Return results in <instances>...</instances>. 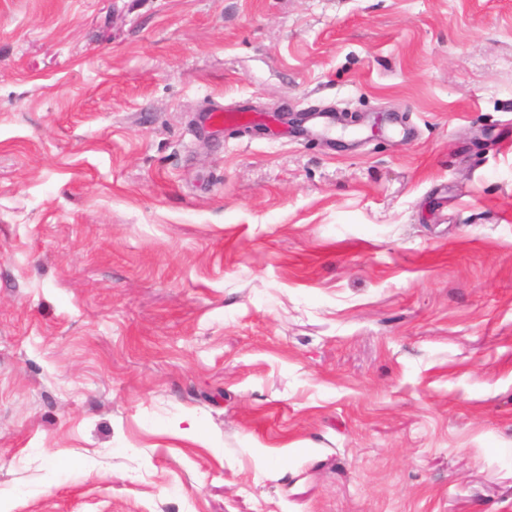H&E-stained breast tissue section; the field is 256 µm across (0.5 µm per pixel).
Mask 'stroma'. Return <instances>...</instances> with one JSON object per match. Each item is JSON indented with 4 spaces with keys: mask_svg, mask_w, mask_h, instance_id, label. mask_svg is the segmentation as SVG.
<instances>
[{
    "mask_svg": "<svg viewBox=\"0 0 512 512\" xmlns=\"http://www.w3.org/2000/svg\"><path fill=\"white\" fill-rule=\"evenodd\" d=\"M0 512H512V0H0ZM247 111L237 108H212L205 112L203 123L208 126L227 127L244 123Z\"/></svg>",
    "mask_w": 512,
    "mask_h": 512,
    "instance_id": "stroma-1",
    "label": "stroma"
}]
</instances>
